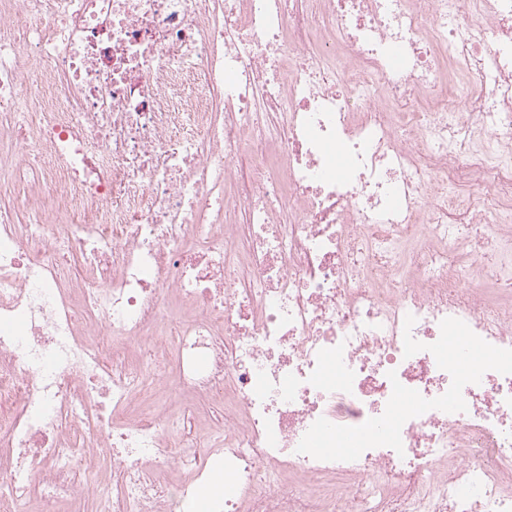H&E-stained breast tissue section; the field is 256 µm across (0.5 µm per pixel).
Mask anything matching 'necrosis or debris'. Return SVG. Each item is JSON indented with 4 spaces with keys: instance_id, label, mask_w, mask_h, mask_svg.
<instances>
[{
    "instance_id": "necrosis-or-debris-1",
    "label": "necrosis or debris",
    "mask_w": 512,
    "mask_h": 512,
    "mask_svg": "<svg viewBox=\"0 0 512 512\" xmlns=\"http://www.w3.org/2000/svg\"><path fill=\"white\" fill-rule=\"evenodd\" d=\"M6 178L0 512H512V0H0ZM195 412V426L199 434L208 433L219 418V406L211 401H197Z\"/></svg>"
}]
</instances>
